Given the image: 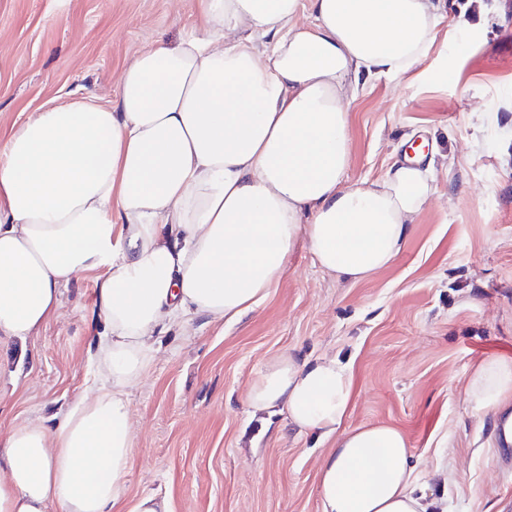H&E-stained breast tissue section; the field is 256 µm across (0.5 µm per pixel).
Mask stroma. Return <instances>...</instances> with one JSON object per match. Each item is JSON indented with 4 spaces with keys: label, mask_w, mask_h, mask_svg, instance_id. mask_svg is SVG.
<instances>
[{
    "label": "stroma",
    "mask_w": 512,
    "mask_h": 512,
    "mask_svg": "<svg viewBox=\"0 0 512 512\" xmlns=\"http://www.w3.org/2000/svg\"><path fill=\"white\" fill-rule=\"evenodd\" d=\"M196 2L0 0V145L55 103H115L139 51L197 33ZM437 43L449 83L408 89L381 77L349 107L348 183L382 179L412 142L439 149L438 194L400 254L353 283L323 271L301 236L277 285L238 321L172 327L131 390L127 502L157 494L172 512H320L318 473L335 437L247 406L266 364L287 352L346 365L344 427L399 429L438 512H512L497 415L466 397L479 363L512 359V0H448ZM105 276L75 274L31 339L0 344V432L63 415L100 381L91 355Z\"/></svg>",
    "instance_id": "35a3bbf8"
}]
</instances>
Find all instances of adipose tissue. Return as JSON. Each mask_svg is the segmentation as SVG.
I'll use <instances>...</instances> for the list:
<instances>
[{
    "label": "adipose tissue",
    "instance_id": "ef3b65f1",
    "mask_svg": "<svg viewBox=\"0 0 512 512\" xmlns=\"http://www.w3.org/2000/svg\"><path fill=\"white\" fill-rule=\"evenodd\" d=\"M199 7L200 34L138 52L115 104L58 103L0 148V339H30L74 273H108L94 338L105 380L63 417L0 433V512H171L165 497L125 502L129 390L165 330L253 309L302 235L324 271L364 280L398 256L437 192L417 157L346 184L347 105L372 77L447 82L448 55L432 51L446 0ZM466 394L479 410L511 400L512 360L480 363ZM348 397L346 366L288 353L252 384L248 407L335 437L321 512H426L403 435L344 427Z\"/></svg>",
    "mask_w": 512,
    "mask_h": 512
}]
</instances>
